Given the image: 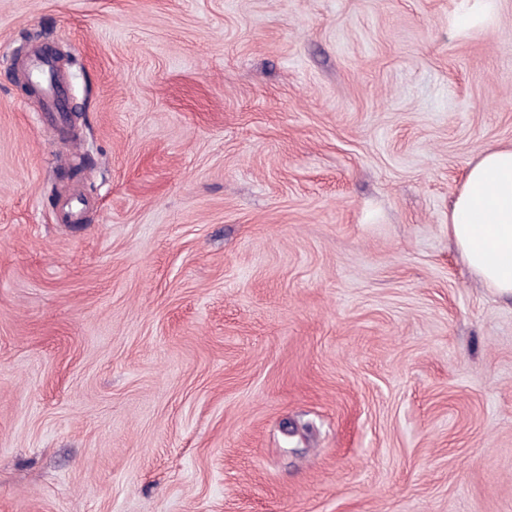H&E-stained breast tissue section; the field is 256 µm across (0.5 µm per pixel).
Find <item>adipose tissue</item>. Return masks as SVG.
<instances>
[{
	"instance_id": "adipose-tissue-1",
	"label": "adipose tissue",
	"mask_w": 512,
	"mask_h": 512,
	"mask_svg": "<svg viewBox=\"0 0 512 512\" xmlns=\"http://www.w3.org/2000/svg\"><path fill=\"white\" fill-rule=\"evenodd\" d=\"M448 236L495 295L512 299V145L483 149L448 212Z\"/></svg>"
}]
</instances>
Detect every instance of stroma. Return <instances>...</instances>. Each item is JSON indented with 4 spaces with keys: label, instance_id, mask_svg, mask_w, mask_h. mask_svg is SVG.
Returning a JSON list of instances; mask_svg holds the SVG:
<instances>
[{
    "label": "stroma",
    "instance_id": "35a3bbf8",
    "mask_svg": "<svg viewBox=\"0 0 512 512\" xmlns=\"http://www.w3.org/2000/svg\"><path fill=\"white\" fill-rule=\"evenodd\" d=\"M473 2L0 0V512H512V300L448 238L512 144ZM52 53L51 50L43 45L38 48L28 61V71L36 80L42 81L45 86L48 98L50 114L58 115L61 113V105L59 103L60 90L59 86L55 85L53 79L52 67Z\"/></svg>",
    "mask_w": 512,
    "mask_h": 512
}]
</instances>
